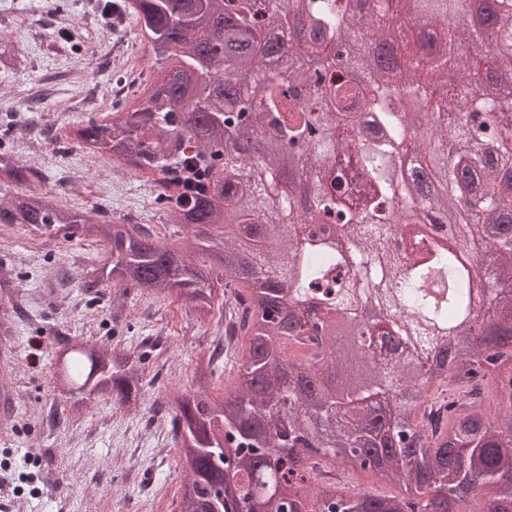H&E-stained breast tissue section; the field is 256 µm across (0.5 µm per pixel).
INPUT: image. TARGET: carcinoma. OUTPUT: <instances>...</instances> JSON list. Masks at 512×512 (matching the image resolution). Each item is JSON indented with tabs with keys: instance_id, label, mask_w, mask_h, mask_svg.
Returning <instances> with one entry per match:
<instances>
[{
	"instance_id": "1",
	"label": "carcinoma",
	"mask_w": 512,
	"mask_h": 512,
	"mask_svg": "<svg viewBox=\"0 0 512 512\" xmlns=\"http://www.w3.org/2000/svg\"><path fill=\"white\" fill-rule=\"evenodd\" d=\"M468 2L473 22L460 26V0H90L101 29L134 24L155 71L131 107L88 119L73 143L151 176L167 223L186 229L178 250L96 208L51 205L34 187L41 172L0 144V186L30 184L0 201V224L46 240L72 226L96 236L108 260L79 287L175 295L203 321L218 306L227 350L247 343L226 394L213 395L215 351L194 390L172 400L181 512H512V292L496 297L484 346L463 347L478 319L474 271L430 233L459 226L485 245L496 281L512 284V98L498 94L512 84V40L485 39L489 21L512 29V0ZM394 27L411 72L402 88L377 55ZM347 43L356 85L336 64ZM470 79L486 90L478 103L463 94ZM418 93L432 112L408 111ZM411 129L430 186L406 174ZM298 153L317 165L304 207L282 209ZM197 163L192 188L181 177ZM373 280L385 284L382 315L363 331L365 349L347 351L337 327L358 320L357 290ZM397 317L432 363L393 357ZM293 342L313 354L291 384ZM54 380L74 408L97 388L130 407L143 372L130 354L70 341ZM435 383L447 392L428 394ZM333 466L409 495L347 496L320 478Z\"/></svg>"
}]
</instances>
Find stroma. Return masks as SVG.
<instances>
[{
	"mask_svg": "<svg viewBox=\"0 0 512 512\" xmlns=\"http://www.w3.org/2000/svg\"><path fill=\"white\" fill-rule=\"evenodd\" d=\"M88 0H0V19L24 67L0 68V116L21 121L12 146L41 169L52 203L93 206L153 230L177 246L182 228L165 223L156 188L102 155L51 149L53 137L110 113L127 86L151 75L133 25L116 43L88 15ZM72 33L74 43L60 40ZM99 244L72 236L46 244L30 228L0 227V258L16 278L21 307L0 346L13 352L19 390L15 420L0 432V501L8 512H178L185 474L158 405L188 392L200 357L224 334L219 319L197 321L187 303L136 288L88 293L72 275L99 263ZM83 340L142 355L136 409L92 400L70 410L52 382L55 354Z\"/></svg>",
	"mask_w": 512,
	"mask_h": 512,
	"instance_id": "stroma-1",
	"label": "stroma"
}]
</instances>
